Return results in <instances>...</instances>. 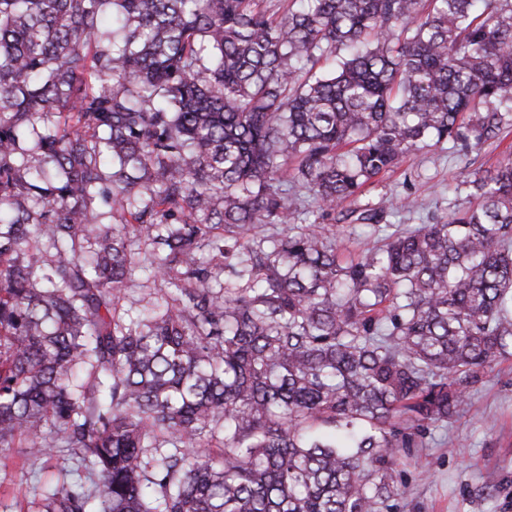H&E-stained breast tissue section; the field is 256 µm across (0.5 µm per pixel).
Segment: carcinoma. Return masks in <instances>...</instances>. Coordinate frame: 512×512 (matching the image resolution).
<instances>
[{"label": "carcinoma", "instance_id": "1", "mask_svg": "<svg viewBox=\"0 0 512 512\" xmlns=\"http://www.w3.org/2000/svg\"><path fill=\"white\" fill-rule=\"evenodd\" d=\"M293 3L0 0V449L92 476L44 512H393L512 355V161L343 209L512 125V0ZM508 158L512 159V127L500 143L488 142L468 157L448 150L437 152L423 148L411 154L395 173L380 179L369 192L346 208L361 209L395 194L417 199L422 205L416 209H400L389 218L388 224H429L433 215L448 216V203L454 198L453 188L461 173L478 167L490 170Z\"/></svg>", "mask_w": 512, "mask_h": 512}]
</instances>
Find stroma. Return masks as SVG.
<instances>
[{
  "label": "stroma",
  "mask_w": 512,
  "mask_h": 512,
  "mask_svg": "<svg viewBox=\"0 0 512 512\" xmlns=\"http://www.w3.org/2000/svg\"><path fill=\"white\" fill-rule=\"evenodd\" d=\"M512 159V131L499 142L462 155L424 148L358 197L354 208L388 195L418 200L391 216L394 224L430 223L448 215L453 188L468 167L490 170ZM0 463V512H41L46 488L70 467L68 453L42 463L21 448ZM398 512H512V357L500 361L447 428L426 435L402 467Z\"/></svg>",
  "instance_id": "stroma-1"
}]
</instances>
